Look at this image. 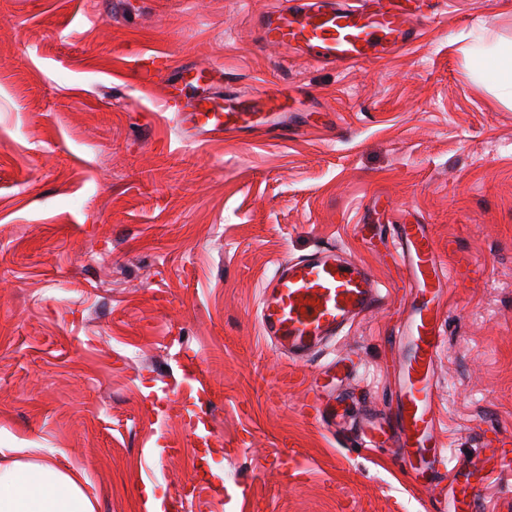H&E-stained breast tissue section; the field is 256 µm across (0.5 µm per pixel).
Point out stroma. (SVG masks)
I'll return each instance as SVG.
<instances>
[{
    "mask_svg": "<svg viewBox=\"0 0 512 512\" xmlns=\"http://www.w3.org/2000/svg\"><path fill=\"white\" fill-rule=\"evenodd\" d=\"M275 0H0V443L53 449L96 512H163L198 469L201 512H444L393 448L303 409L335 356L353 416L399 392L391 342L413 286L384 247L425 224L452 269L437 299L440 464L512 436V108L471 38L512 40V0H448L387 60L316 63L261 44ZM162 56L148 74L144 56ZM214 65L222 95L290 93L323 124L205 141L166 102L170 72ZM375 234L356 233L376 197ZM333 246L389 304L298 368L257 316L279 263ZM196 370L211 413L189 430ZM181 450L166 453L168 442ZM299 449L300 469L274 467ZM249 489V502L226 492Z\"/></svg>",
    "mask_w": 512,
    "mask_h": 512,
    "instance_id": "35a3bbf8",
    "label": "stroma"
}]
</instances>
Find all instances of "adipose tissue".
<instances>
[{
	"mask_svg": "<svg viewBox=\"0 0 512 512\" xmlns=\"http://www.w3.org/2000/svg\"><path fill=\"white\" fill-rule=\"evenodd\" d=\"M480 80L512 105V41L480 47L473 56ZM0 512H95L80 477L60 470L49 458L0 464Z\"/></svg>",
	"mask_w": 512,
	"mask_h": 512,
	"instance_id": "obj_1",
	"label": "adipose tissue"
}]
</instances>
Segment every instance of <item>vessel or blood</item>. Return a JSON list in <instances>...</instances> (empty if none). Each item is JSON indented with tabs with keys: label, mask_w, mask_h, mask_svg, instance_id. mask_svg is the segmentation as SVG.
Wrapping results in <instances>:
<instances>
[{
	"label": "vessel or blood",
	"mask_w": 512,
	"mask_h": 512,
	"mask_svg": "<svg viewBox=\"0 0 512 512\" xmlns=\"http://www.w3.org/2000/svg\"><path fill=\"white\" fill-rule=\"evenodd\" d=\"M444 0H280L256 21L262 44L298 51L318 63L354 65L395 55L414 42L418 18L434 17ZM220 67L187 71L167 85V98L180 108L182 125L206 140L263 130L269 117L291 111L286 96L256 102L248 97L223 100L211 91ZM394 248L416 285L397 338L404 347L400 368L404 387L391 417L366 419L360 444L374 448L395 443L402 460L425 476L430 459L446 448L436 429L438 384L435 364L440 346L436 293L447 280L433 238L424 225H397ZM386 302L379 283L364 265L325 248L278 267L263 287L260 321L279 353L304 363L324 343L357 318ZM348 368L339 359L321 369L310 391L321 420L335 426L345 409L331 402V389ZM512 475V448H482L459 467L448 487V512H487L483 485Z\"/></svg>",
	"instance_id": "vessel-or-blood-1"
}]
</instances>
